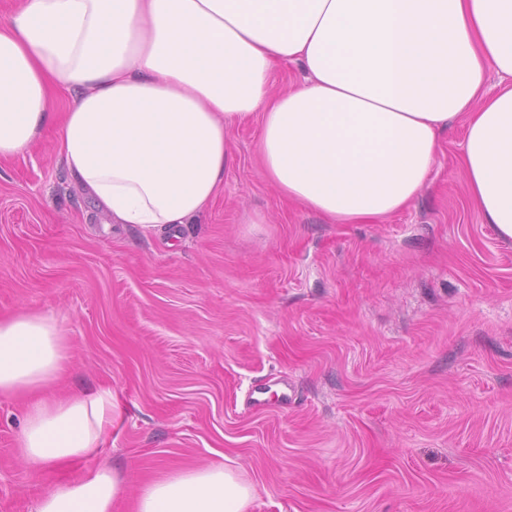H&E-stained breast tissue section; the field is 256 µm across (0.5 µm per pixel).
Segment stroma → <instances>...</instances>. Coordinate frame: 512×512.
Returning <instances> with one entry per match:
<instances>
[{
    "instance_id": "obj_1",
    "label": "stroma",
    "mask_w": 512,
    "mask_h": 512,
    "mask_svg": "<svg viewBox=\"0 0 512 512\" xmlns=\"http://www.w3.org/2000/svg\"><path fill=\"white\" fill-rule=\"evenodd\" d=\"M230 137L213 202L175 233L112 223L70 180L58 127L0 162V316L58 318L62 389L112 392V512L222 456L250 512H512V241L469 198L462 123L415 203L365 224L289 206L256 124ZM22 420L0 398V512L81 469L33 472Z\"/></svg>"
}]
</instances>
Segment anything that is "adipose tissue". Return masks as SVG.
Segmentation results:
<instances>
[{
  "label": "adipose tissue",
  "mask_w": 512,
  "mask_h": 512,
  "mask_svg": "<svg viewBox=\"0 0 512 512\" xmlns=\"http://www.w3.org/2000/svg\"><path fill=\"white\" fill-rule=\"evenodd\" d=\"M279 64L303 79L272 91ZM56 91L73 98L61 115ZM248 121L264 177L334 224L408 208L462 122L467 192L512 240V0H20L0 17V159L58 125L69 178L113 223H193ZM65 359L55 316L0 319V397L29 398L20 456L86 464L33 512H112L121 476L95 462L112 395L51 396ZM254 497L238 466L211 463L144 485L133 512H249Z\"/></svg>",
  "instance_id": "1"
}]
</instances>
